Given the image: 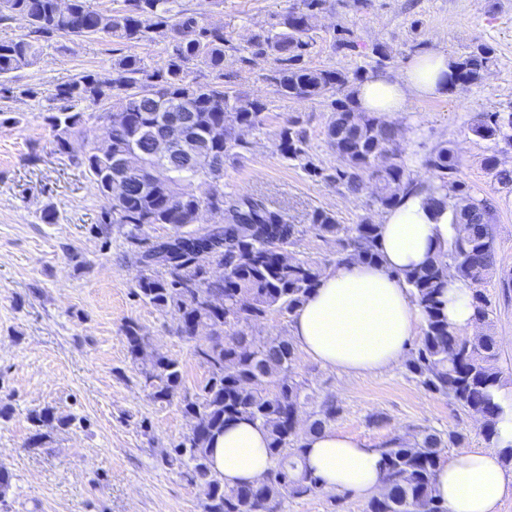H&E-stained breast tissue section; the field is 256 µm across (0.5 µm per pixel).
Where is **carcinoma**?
<instances>
[{
    "mask_svg": "<svg viewBox=\"0 0 512 512\" xmlns=\"http://www.w3.org/2000/svg\"><path fill=\"white\" fill-rule=\"evenodd\" d=\"M301 7L275 15L261 33L251 38L250 54L274 56L278 68L269 75L276 91L292 100L314 101L328 93L327 144L340 160L333 174H324L309 155V142L300 117L294 116L277 133L281 156L297 161L310 176L360 195L375 184V201L383 210L396 206L418 182L404 160L400 129L376 112H360L353 100V84L386 67V45L373 46L375 65L352 74L313 68L304 57L313 48L309 35L314 7L327 0H300ZM110 10H99L91 0H0V22H15L21 33L0 42V95L18 93L36 97L34 88L6 84L11 74L35 65L44 44L74 37L101 38L123 44L159 40L164 58L149 66L137 54L116 58L110 69L90 72L59 84L44 95L49 103L43 120L55 133L59 150L80 132L85 117L110 115L108 147L94 149L81 159L103 197L109 196L115 158L123 159L125 182L112 205L102 213L103 224L129 226L131 243L139 246L145 224H169L176 229L168 240L137 251L145 268L134 290L141 300L178 319L177 333L189 339L204 326L208 341L194 354L208 377L199 393L182 400L192 425L166 453L165 462L202 497V512H281L285 501L321 491L315 477L301 468L304 450L297 425L308 395L307 383L296 380L293 365L297 347L282 336L263 340L243 335L224 337V329L275 313L293 316L325 272L320 265L290 253L299 235L285 211L256 195L200 196L197 179H215L224 162L247 147L246 135L261 130L266 105L259 97L224 90L220 82L202 83L191 74L210 70L224 77V54L233 48L224 28L205 15L183 8L181 0H113ZM496 65L493 46L480 43L466 55L451 60L454 84H472ZM170 112H188L196 142L186 174L145 188L141 182L149 165L153 138L163 133ZM474 136L488 142L483 166L493 181L512 189V167L498 157L500 143L512 146V113H484L471 127ZM435 196L431 202L453 212V235L448 250L404 273L410 292L422 312V336L406 362L407 370L426 390L448 398L460 411L481 417L486 443L495 435L500 406L493 392L504 384L498 365L500 346L492 328L491 301L485 286L498 279L512 289V276H497L494 251L496 212L493 199L474 192L461 178L460 159L453 145L441 143L420 163ZM216 211L221 223L197 228L199 213ZM310 223L322 238L336 241L332 264L379 261L380 225L369 220L352 227L340 224L324 209L312 212ZM206 251L224 266V277L213 278L200 266L197 253ZM164 268V275L154 267ZM471 286L475 326L469 334L448 324L442 303L448 271ZM129 353L140 363L139 373L156 401L179 395L182 371L178 360L147 352L139 326L124 327ZM334 401H326L309 415L308 430H322L335 420ZM247 420L268 433L272 465L263 479L236 487L224 485L212 471L210 448L231 420ZM464 435L452 431H423L395 446L381 445L380 481L383 490L368 501L365 512H448L437 498V472L445 462V448Z\"/></svg>",
    "mask_w": 512,
    "mask_h": 512,
    "instance_id": "1",
    "label": "carcinoma"
}]
</instances>
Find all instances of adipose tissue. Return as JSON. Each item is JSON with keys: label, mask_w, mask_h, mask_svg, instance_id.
Returning a JSON list of instances; mask_svg holds the SVG:
<instances>
[{"label": "adipose tissue", "mask_w": 512, "mask_h": 512, "mask_svg": "<svg viewBox=\"0 0 512 512\" xmlns=\"http://www.w3.org/2000/svg\"><path fill=\"white\" fill-rule=\"evenodd\" d=\"M446 54L428 50L396 74L369 76L354 88L360 111L399 118L412 101L440 98L452 85ZM432 192L419 187L380 218L381 259L326 270L317 287L292 317L294 344L322 367L367 374L398 364L422 315L403 274L428 256L447 249L453 214L431 204ZM451 325L473 326L469 285L449 277L444 291ZM503 409L489 448H474L444 463L436 476V495L448 512H499L512 497V469L502 451L512 446V384L499 388ZM304 462L326 491L372 495L380 484L382 458L377 448L333 428L303 437ZM266 431L248 421H233L214 443L212 470L230 486L260 478L271 465Z\"/></svg>", "instance_id": "obj_1"}]
</instances>
